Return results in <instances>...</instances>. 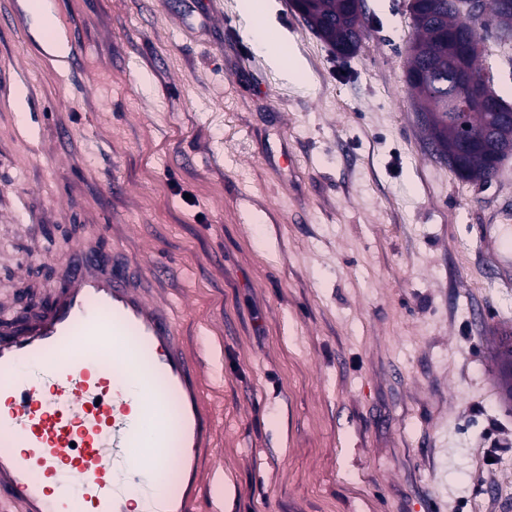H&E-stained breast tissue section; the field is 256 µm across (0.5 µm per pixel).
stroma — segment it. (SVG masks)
<instances>
[{
  "label": "stroma",
  "mask_w": 512,
  "mask_h": 512,
  "mask_svg": "<svg viewBox=\"0 0 512 512\" xmlns=\"http://www.w3.org/2000/svg\"><path fill=\"white\" fill-rule=\"evenodd\" d=\"M405 2L367 0L344 59L275 0L287 82L241 0H57L71 76L0 0V310L89 236L165 265L147 283L219 411L209 512H512V270L483 246L512 158L481 185L431 156ZM509 335V336H507ZM495 357L499 361V372L502 389L507 397L512 399V336H498ZM511 366L509 372L508 367Z\"/></svg>",
  "instance_id": "35a3bbf8"
}]
</instances>
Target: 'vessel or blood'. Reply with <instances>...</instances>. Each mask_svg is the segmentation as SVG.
Segmentation results:
<instances>
[{"label":"vessel or blood","instance_id":"vessel-or-blood-1","mask_svg":"<svg viewBox=\"0 0 512 512\" xmlns=\"http://www.w3.org/2000/svg\"><path fill=\"white\" fill-rule=\"evenodd\" d=\"M122 257L77 242L63 286L0 333V512L202 508L217 416L175 316ZM159 469L181 483L159 490Z\"/></svg>","mask_w":512,"mask_h":512}]
</instances>
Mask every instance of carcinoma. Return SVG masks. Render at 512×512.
Segmentation results:
<instances>
[{
    "instance_id": "cac0c4a2",
    "label": "carcinoma",
    "mask_w": 512,
    "mask_h": 512,
    "mask_svg": "<svg viewBox=\"0 0 512 512\" xmlns=\"http://www.w3.org/2000/svg\"><path fill=\"white\" fill-rule=\"evenodd\" d=\"M505 0H480L483 21L477 24L459 12L457 0H407V9L414 29L408 46L406 79L409 87L423 101L421 112L429 114L426 126L428 144L435 157H440L434 141L458 144L460 166L455 169L464 181L487 182L497 169L491 164L488 152L474 143L459 141L460 129L482 135L491 134L499 147L512 146V121L504 113L512 107L499 101L500 110L469 112L462 118L452 117L443 110L448 96L464 89L456 76L454 50L457 45H471L467 67L472 77L489 81L481 66L486 47L478 29L493 24L512 30V11L503 9ZM299 13L306 23L332 48L346 58L354 55L362 44L360 18L366 17V0L356 6V0H302ZM495 357L499 361L502 389L512 399V336L498 337Z\"/></svg>"
}]
</instances>
